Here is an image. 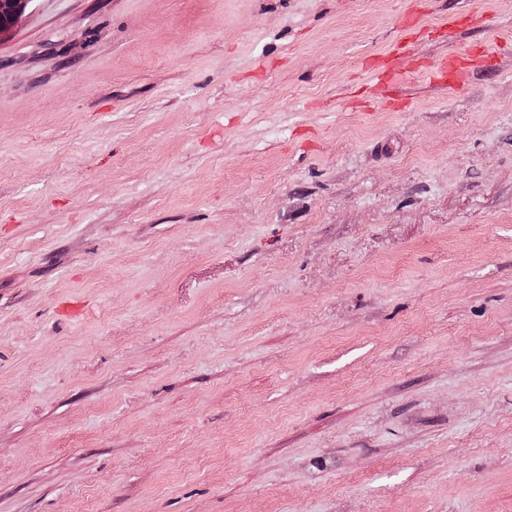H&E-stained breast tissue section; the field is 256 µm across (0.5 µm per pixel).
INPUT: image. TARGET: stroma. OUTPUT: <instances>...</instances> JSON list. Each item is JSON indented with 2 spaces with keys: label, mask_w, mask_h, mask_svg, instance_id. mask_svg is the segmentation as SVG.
<instances>
[{
  "label": "stroma",
  "mask_w": 512,
  "mask_h": 512,
  "mask_svg": "<svg viewBox=\"0 0 512 512\" xmlns=\"http://www.w3.org/2000/svg\"><path fill=\"white\" fill-rule=\"evenodd\" d=\"M0 512H512V0H31ZM485 56V52L480 49L450 53L434 62L421 65L420 70L430 82L452 86L469 70L482 67Z\"/></svg>",
  "instance_id": "stroma-1"
}]
</instances>
